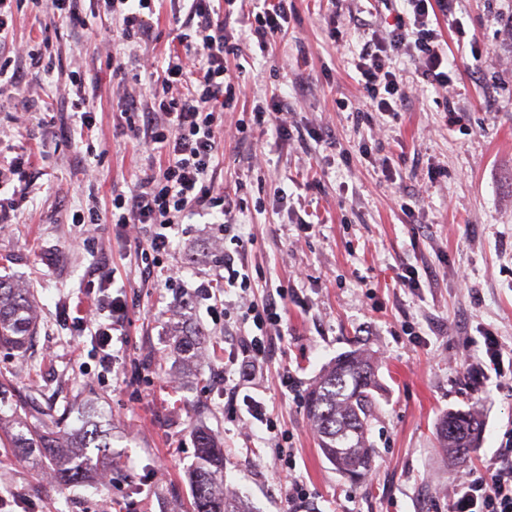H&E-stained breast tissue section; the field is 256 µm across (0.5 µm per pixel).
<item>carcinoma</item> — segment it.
I'll return each mask as SVG.
<instances>
[{
  "mask_svg": "<svg viewBox=\"0 0 512 512\" xmlns=\"http://www.w3.org/2000/svg\"><path fill=\"white\" fill-rule=\"evenodd\" d=\"M34 311L35 299L29 289L0 278V346L24 348L33 335ZM204 339L202 331L189 335L181 340L179 350L194 361ZM377 387L370 358L351 352L338 358L306 395L307 416L318 434L319 447L327 460L351 477H363L373 466L367 427ZM16 425L19 431L14 435V447L49 458L63 488L84 483L99 469L104 449L111 447L110 433L92 414L71 429L64 444L55 435L59 421L53 417L38 426L19 417ZM482 429L483 423L474 412L455 411L440 420L437 436L442 449L464 467L479 447ZM88 448L99 452L91 455L86 452ZM196 458L193 512H244L235 497L217 493L224 477V454L206 431L196 435Z\"/></svg>",
  "mask_w": 512,
  "mask_h": 512,
  "instance_id": "obj_1",
  "label": "carcinoma"
}]
</instances>
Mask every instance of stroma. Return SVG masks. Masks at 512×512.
I'll return each instance as SVG.
<instances>
[{
	"label": "stroma",
	"instance_id": "obj_1",
	"mask_svg": "<svg viewBox=\"0 0 512 512\" xmlns=\"http://www.w3.org/2000/svg\"><path fill=\"white\" fill-rule=\"evenodd\" d=\"M188 8L187 0H155L161 38L136 48L140 60L164 57ZM327 8L326 0H291L288 32L269 54L254 46L226 62L239 94L225 127L276 95L302 134L280 141L273 128L255 127L248 141L218 148L213 184L242 203L232 220L247 241L252 283L231 295L218 256L232 246L223 226L199 216L180 225L171 237L180 277L168 283L143 278L140 258L111 222L113 190L130 191L144 171L165 166L163 155L126 135L124 102L148 101L149 88L117 84L105 65L112 44L104 36L118 22L103 15L83 29H59L47 75L27 51L56 27L52 14L15 13L0 42L13 48L21 79L0 87V160L23 154L29 167L0 190V276L34 293L37 332L27 349L0 347V497L9 512H192L198 429L223 450L224 487L247 512H288L283 482L268 467L280 447L295 455L307 512H450L456 471L435 428L458 409L483 422L469 468L488 477L496 449L512 437V381L474 383L460 356L482 358L488 332L512 347V0H457L439 16L450 80L423 85L414 60L398 58L408 98L395 117H363L347 105L365 95L354 66L364 33L390 30L400 0H345L333 18ZM73 71L98 79L96 124L86 133L70 110ZM327 129L334 144L320 139ZM82 136L89 147L76 146ZM363 142L370 155L360 154ZM277 188L284 199L274 197ZM91 208L97 223H73V213ZM300 217L310 228H299ZM100 266L111 274L108 295L126 304L108 370L91 336L59 317L63 305L72 317L88 316L98 296L90 273ZM406 267L431 272L430 283L401 287ZM203 283L230 298V313H208ZM279 285L297 298L262 368L251 377L225 373L241 311ZM182 321L206 333L194 363L174 348ZM354 349L372 357L380 382L367 432L373 469L360 481L323 456L304 405L321 373ZM286 370L294 383L282 391ZM233 386L262 398L265 422L241 426ZM85 411L109 425V483L94 476L60 488L49 460L11 446V414L32 424L63 414L73 428Z\"/></svg>",
	"mask_w": 512,
	"mask_h": 512
}]
</instances>
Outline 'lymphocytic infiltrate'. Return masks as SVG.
Listing matches in <instances>:
<instances>
[{"label":"lymphocytic infiltrate","mask_w":512,"mask_h":512,"mask_svg":"<svg viewBox=\"0 0 512 512\" xmlns=\"http://www.w3.org/2000/svg\"><path fill=\"white\" fill-rule=\"evenodd\" d=\"M155 0H0V35L7 33L15 10L25 4L45 9L71 27L86 26L87 16L104 12L121 20L119 40L145 43L154 37L151 17ZM392 30L385 37L363 43L355 68L373 108L398 113L407 100L403 85L392 65L399 56L418 59V76L432 86L446 85L448 57L440 47L432 26L431 8L448 12L453 0H405ZM237 0L215 7L213 0H190L187 17L177 35L178 44L169 50L160 66L149 71L150 102L141 105L128 99L125 111L135 114L129 122L130 137L164 154L163 174L144 173L136 189L112 195L113 224L134 230L137 256L169 254V232L191 215L221 219L232 212L223 192L215 190L210 171L219 137L246 140L249 125L274 127L279 139L288 140L293 131L281 120L278 100L256 104L251 122H239L234 131L224 129L225 113L235 111L236 83L224 65L225 59L241 54L239 43L229 40L226 30L237 14ZM252 21L246 32L260 52H268L272 41L288 30V0H252ZM276 296L262 306L247 308L243 321L252 323L253 333L243 335L230 365L248 373L263 364L271 330L280 328L288 309L291 291L276 287ZM125 303L117 297H98L92 319H80L76 332L93 330L102 366L112 363V333L121 324ZM452 512H512V448H500L482 481L461 475L453 489Z\"/></svg>","instance_id":"obj_1"}]
</instances>
